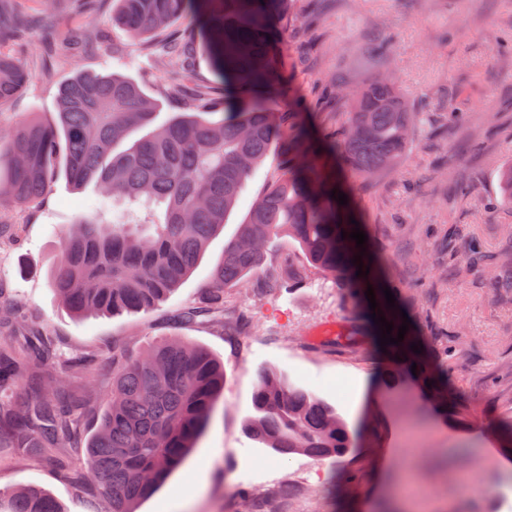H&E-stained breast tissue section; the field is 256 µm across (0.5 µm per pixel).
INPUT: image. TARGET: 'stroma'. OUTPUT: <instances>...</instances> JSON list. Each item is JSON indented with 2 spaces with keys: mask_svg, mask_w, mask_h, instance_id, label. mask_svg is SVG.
I'll use <instances>...</instances> for the list:
<instances>
[{
  "mask_svg": "<svg viewBox=\"0 0 512 512\" xmlns=\"http://www.w3.org/2000/svg\"><path fill=\"white\" fill-rule=\"evenodd\" d=\"M38 16L18 55L35 73L30 87L0 104V116L54 118L57 87L79 71L134 78L160 100L159 120L182 111L164 94L168 66L142 48L121 58L66 56L75 27L125 44L106 23L111 0L76 13L69 0ZM280 52L291 93L277 112H306L315 127L341 128L345 92L387 75L417 110L411 147L398 169L351 182L371 253L399 284L398 302L421 336L430 363L447 364L465 411L444 417L418 383L389 369L375 330L351 290L317 269L303 282L296 245L278 242L257 276L229 289L223 319L175 327L170 312L198 300L250 207L278 175L268 156L248 180L223 231L167 303L117 316L72 315L50 287L60 232L87 213L95 183L58 177L45 199L6 213L21 242L0 243V287L23 308L27 324H46L57 356L93 364L71 385L91 398L93 430L112 389L109 352L132 357L179 335L224 364V394L192 455L139 512H512V450L500 448L498 423L512 421V303L503 304L485 266L456 267L470 246L487 253L512 242V209L495 206L499 173L512 163V0H292L280 22ZM458 112L459 122L448 120ZM304 268V267H303ZM286 288L261 290L265 279ZM285 375L337 409L358 435L344 459L279 456L245 431L252 394L267 370ZM63 466L0 448V489L34 483L75 508L73 479L84 445L62 449Z\"/></svg>",
  "mask_w": 512,
  "mask_h": 512,
  "instance_id": "1",
  "label": "stroma"
}]
</instances>
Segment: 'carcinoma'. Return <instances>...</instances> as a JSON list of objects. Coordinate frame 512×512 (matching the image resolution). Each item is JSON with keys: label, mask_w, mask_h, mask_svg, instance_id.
<instances>
[{"label": "carcinoma", "mask_w": 512, "mask_h": 512, "mask_svg": "<svg viewBox=\"0 0 512 512\" xmlns=\"http://www.w3.org/2000/svg\"><path fill=\"white\" fill-rule=\"evenodd\" d=\"M112 27L140 40L167 31L193 13L202 33L167 38L162 56L173 63L167 93L184 97L187 113L156 123L159 101L133 78L79 72L60 86L55 118L31 112L0 121V209L44 199L60 174L81 185L96 182L93 214L112 210V223L92 218L62 236L51 289L77 317L147 311L167 301L197 265L237 206L246 181L271 152L280 174L238 225L234 241L214 268L203 296L172 309L178 324L224 316V293L263 264L267 249L282 239L298 244L312 267L342 277L352 288L376 280L375 268L356 241L342 237L364 224L352 199L339 204L332 192L348 193L336 168L370 180L398 165L411 143L412 107L387 77H374L351 94L341 132H320L297 112H274L286 74L276 52L277 23L290 0H114ZM32 19L17 0H0V47L18 42ZM209 53L224 98L196 89L186 93L198 49ZM34 74L17 57L0 50V104L22 94ZM164 209L162 219L133 224L123 205ZM369 274L356 276L355 256ZM498 271L500 286L512 291V249L475 256ZM404 337L387 348L417 364L416 374L444 411L448 371H429ZM54 358L46 326L29 329L17 348L0 349V448L59 458V449L82 435L89 399L50 378L22 376L29 363ZM92 361L75 359L54 367L79 374ZM22 389L27 401L12 397ZM224 391V365L191 340L173 337L124 361L112 372V393L86 446L80 479H93L96 492L86 512H136L180 467L205 435ZM248 433L282 456L304 454L320 461L345 458L353 436L336 408L267 372L253 393ZM0 512H65L37 485L0 489Z\"/></svg>", "instance_id": "1"}]
</instances>
